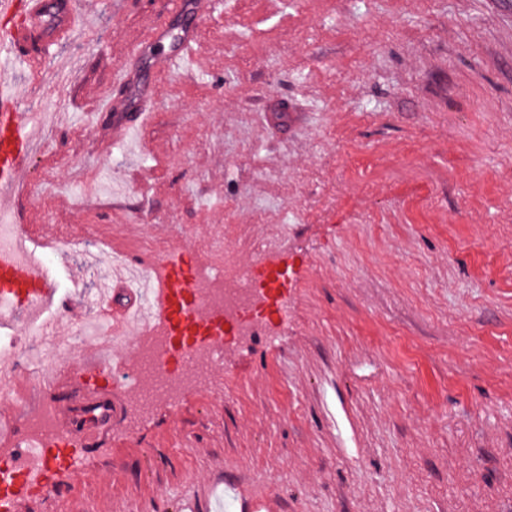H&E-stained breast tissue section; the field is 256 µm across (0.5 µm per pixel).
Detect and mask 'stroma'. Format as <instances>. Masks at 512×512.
I'll return each mask as SVG.
<instances>
[{"label": "stroma", "instance_id": "obj_1", "mask_svg": "<svg viewBox=\"0 0 512 512\" xmlns=\"http://www.w3.org/2000/svg\"><path fill=\"white\" fill-rule=\"evenodd\" d=\"M167 0H86L41 78L0 49L36 136L0 217L111 245L54 253L62 297L105 288L140 239L208 263L219 234L268 294L223 365L169 404L79 379L81 318L47 324L71 469L28 512H512V0H222L200 65L113 142L93 112ZM105 400L106 425L79 404Z\"/></svg>", "mask_w": 512, "mask_h": 512}]
</instances>
